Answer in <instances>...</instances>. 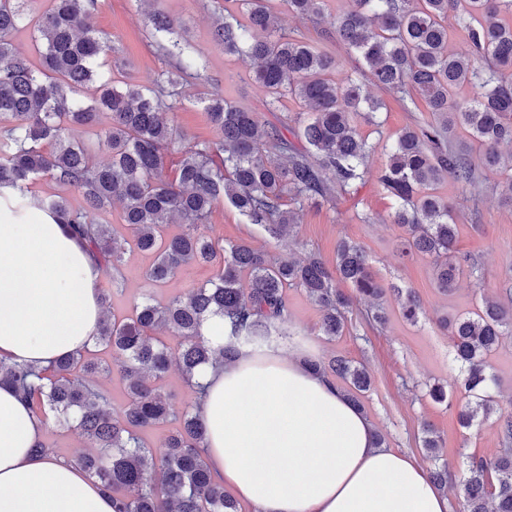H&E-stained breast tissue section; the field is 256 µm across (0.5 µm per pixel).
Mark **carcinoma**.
Instances as JSON below:
<instances>
[{
  "label": "carcinoma",
  "mask_w": 512,
  "mask_h": 512,
  "mask_svg": "<svg viewBox=\"0 0 512 512\" xmlns=\"http://www.w3.org/2000/svg\"><path fill=\"white\" fill-rule=\"evenodd\" d=\"M27 2L0 0V187L24 197L31 183L48 177L82 193L81 207L60 195L43 197L38 205L70 226L100 266L112 268L111 286L98 293L102 319L94 342L112 349L113 367L89 356L86 346L41 370L0 358V385L15 387L34 413L61 426L77 424L87 451L74 463L112 496L114 512H238L212 477L206 427L195 409L175 411L155 384L173 358L192 382L201 366L237 357L235 347L215 349L202 337L206 317L224 316L225 333L260 349L274 336L290 337V288L300 289L318 308L319 330L330 337L342 333L355 297L369 300L380 324L385 322L380 304L389 293L408 321L416 320L420 305L410 291L377 280L355 243H337L333 269L311 252L275 260L247 241L226 245L207 234L213 210L228 203L279 241L293 236L296 209L354 195L374 178L396 202L391 221L405 230L403 255L429 257L436 287L451 293L461 276L474 272L475 262L456 255L455 213L430 188L448 178L476 189L480 169H495L506 175L512 204V150H501L512 145V0H353V7L336 15L334 28L365 71L340 80L331 56L299 36L277 32L269 0H236L247 22L218 25L215 44L227 55L253 60L255 80L271 102L291 94L308 118L286 115L280 126H269L254 112L211 98L206 111L218 134L213 141L179 137L166 119L173 104L165 87L180 84L176 73H159L149 86L117 87L106 80L91 103L81 101L80 87L96 81L112 51L94 24L97 0H46L36 15L25 12ZM284 2L297 16L323 13L324 0ZM451 13L466 34L461 52L448 48ZM150 21L155 32L173 33L166 13L155 10ZM26 26L34 31L36 63L13 44ZM167 51L183 70L203 67L200 59L184 54L177 39ZM367 81L399 93L408 112L424 101L431 115L399 131L375 170L369 162L381 139L371 140L358 129L361 119L379 126L380 103ZM464 84L474 95L459 101L454 94ZM103 111L111 116L106 128L99 126ZM76 128L96 130L111 160L97 161L71 138ZM458 128L482 146L479 161L454 144ZM173 149L180 160L170 176L165 162ZM115 200L122 204L123 233L94 218ZM175 218L182 231L170 235L166 228ZM131 249L154 256L145 277L155 287L189 264L210 265L213 276L165 304L147 294L130 318L118 321L110 315L112 286ZM339 279L352 285L354 296L336 287ZM505 295L504 302L485 301L477 312L447 322L461 369L459 388L468 397L458 411L465 428L494 411L496 378L487 372L485 357L512 336L511 286ZM157 329L182 338L176 355L152 336ZM309 365L340 380L349 401L362 408L371 384L363 366L336 356ZM114 370L128 395L120 415L92 385ZM170 419L178 427L156 454L143 434ZM459 512H512L511 447L490 463L470 457Z\"/></svg>",
  "instance_id": "1"
}]
</instances>
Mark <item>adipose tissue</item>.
<instances>
[{
	"label": "adipose tissue",
	"instance_id": "adipose-tissue-1",
	"mask_svg": "<svg viewBox=\"0 0 512 512\" xmlns=\"http://www.w3.org/2000/svg\"><path fill=\"white\" fill-rule=\"evenodd\" d=\"M0 188V356L48 365L92 342L101 318V270L67 225ZM309 343L201 367L197 413L206 457L258 512H448L416 458L378 445L374 427L336 382L309 369ZM43 421L0 387V512H112L73 464L34 451Z\"/></svg>",
	"mask_w": 512,
	"mask_h": 512
}]
</instances>
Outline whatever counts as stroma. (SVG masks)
<instances>
[{
  "mask_svg": "<svg viewBox=\"0 0 512 512\" xmlns=\"http://www.w3.org/2000/svg\"><path fill=\"white\" fill-rule=\"evenodd\" d=\"M351 0H326L323 17H298L289 13L283 0H273V8L282 31L308 38L316 46L335 56L342 71L362 68L358 57L350 55L336 40L329 20L350 8ZM162 10L173 19L177 31L192 54L205 59L200 75L188 76L170 118L186 137L214 140L216 133L208 121V99L221 97L256 112L262 122L278 124L282 115H300L304 108L291 96L284 97L279 110L269 111L268 95L253 79V64L242 56H229L213 41L215 27L225 19H242L235 0H99L95 26L114 47L108 77L129 83L174 70L177 60L158 46L149 22V11ZM457 216L458 254L477 259L472 276L463 278L453 294L436 288L431 265L420 257L401 255L403 231L388 223L393 202L376 180H369L353 196H336L333 202L304 207L298 213L296 244L269 237L263 227L247 223L232 206L217 207L210 217L211 232L227 242L240 239L268 250L272 255L302 257L319 253L327 265L336 262V244L346 238L364 249L373 275L384 282H394L409 289L421 303L417 321L403 318L399 304L387 300V323L371 329L364 319L366 305L355 301L348 313L343 335L328 337L319 331L320 313L299 290L288 292L291 305L290 326L295 337L311 342L317 357L336 354L365 366L371 376V388L364 397V412L386 445L413 455L423 467L432 461L422 446L424 428H431L440 440L437 451L452 474L453 484L445 488L448 512L459 508L456 485L467 477L466 461L476 455L494 460L502 448L496 418L462 427L456 407L464 398L456 393L459 377L452 360L448 334L438 320L444 314L464 313L482 303L484 298L499 296V286L512 278V204L506 202L507 187L493 172H483L478 191L462 188L451 180L438 186ZM371 214L372 223L361 222L362 214ZM150 256L130 252L123 266L124 285L113 294L111 314L117 319L131 316L134 305L145 293H153L159 302L182 295L191 287L207 281L211 267L188 265L163 287L150 289L144 273ZM442 385L452 392L453 402H434L428 391Z\"/></svg>",
  "mask_w": 512,
  "mask_h": 512,
  "instance_id": "35a3bbf8",
  "label": "stroma"
}]
</instances>
